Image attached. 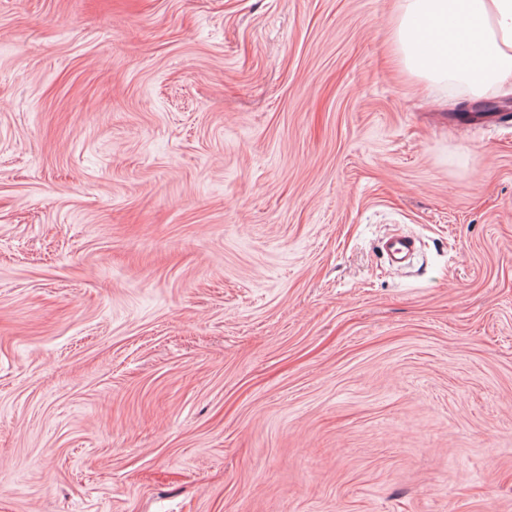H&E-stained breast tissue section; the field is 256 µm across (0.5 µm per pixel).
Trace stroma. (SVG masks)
Wrapping results in <instances>:
<instances>
[{
	"label": "stroma",
	"mask_w": 512,
	"mask_h": 512,
	"mask_svg": "<svg viewBox=\"0 0 512 512\" xmlns=\"http://www.w3.org/2000/svg\"><path fill=\"white\" fill-rule=\"evenodd\" d=\"M396 2L0 0V512H512V95ZM382 247L393 263H401L414 252L415 241L407 236H389Z\"/></svg>",
	"instance_id": "1"
}]
</instances>
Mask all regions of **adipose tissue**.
Wrapping results in <instances>:
<instances>
[{"instance_id": "1", "label": "adipose tissue", "mask_w": 512, "mask_h": 512, "mask_svg": "<svg viewBox=\"0 0 512 512\" xmlns=\"http://www.w3.org/2000/svg\"><path fill=\"white\" fill-rule=\"evenodd\" d=\"M391 52L438 91L512 94V0H398Z\"/></svg>"}]
</instances>
